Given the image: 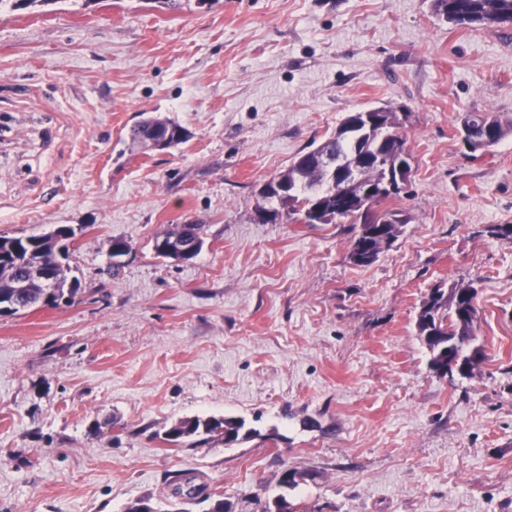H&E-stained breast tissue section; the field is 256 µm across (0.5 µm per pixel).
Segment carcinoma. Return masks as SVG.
<instances>
[{"instance_id":"carcinoma-1","label":"carcinoma","mask_w":512,"mask_h":512,"mask_svg":"<svg viewBox=\"0 0 512 512\" xmlns=\"http://www.w3.org/2000/svg\"><path fill=\"white\" fill-rule=\"evenodd\" d=\"M472 15L474 25H493L512 21V0H463ZM476 133L483 132L484 124L490 123L496 141L512 133V123L504 125L483 112L472 113ZM157 125L172 129L175 134L167 148L173 149L187 142L189 130L175 120L158 114H146L130 129V137L144 145L152 139L149 127ZM407 135L396 112L385 109L379 126L366 133L360 127L347 126L342 120L336 130L316 146L293 160L288 169L263 182L259 190L258 210L272 219L286 218L290 223L303 224V213L319 210L315 216L318 224L336 223V215L354 219L351 231H357L376 206L401 196L402 190L370 192L384 180L387 173L401 165L412 170L411 162L402 156L407 146ZM404 220L388 225L387 242L372 240L370 255L356 262L358 266L373 264L379 254L392 246L402 233ZM204 225L178 224L175 229L155 237L153 250L156 256L169 257L165 249L175 239L184 244H197L203 248ZM77 237V229L71 225L56 226L52 234L38 236L0 235V305H8L11 315L31 309L44 296L35 272L51 266L58 255L69 257L70 247ZM55 306L71 304L81 293V283L75 276L62 270L52 290ZM477 288L473 284L453 283L448 288L430 290L422 303L416 320L418 335L429 352L428 366L436 371L442 360L448 358V350L461 359L459 377L468 378L481 360L467 355L476 342L474 304ZM224 427V432L217 428ZM245 427L242 419L193 417L179 422L163 432L165 442L177 438V444L190 448L213 443L233 445L240 441ZM224 501V512H235L236 506L224 500V495L207 485L189 488L182 499L185 504L201 507L200 512H213L214 505Z\"/></svg>"}]
</instances>
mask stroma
I'll list each match as a JSON object with an SVG mask.
<instances>
[{
	"instance_id": "stroma-1",
	"label": "stroma",
	"mask_w": 512,
	"mask_h": 512,
	"mask_svg": "<svg viewBox=\"0 0 512 512\" xmlns=\"http://www.w3.org/2000/svg\"><path fill=\"white\" fill-rule=\"evenodd\" d=\"M396 110L406 224L348 259V221L266 222L263 180L348 113ZM189 129L131 145L142 113ZM468 112L512 120V23L461 28L431 0H48L0 10V233L82 228L74 303L0 317V512H170L196 475L261 512H512V134L468 158ZM201 224L192 261L157 234ZM131 250L110 276L107 241ZM477 280L470 378L429 370L431 288ZM256 436L162 442L193 417ZM303 473L279 484L282 468Z\"/></svg>"
}]
</instances>
